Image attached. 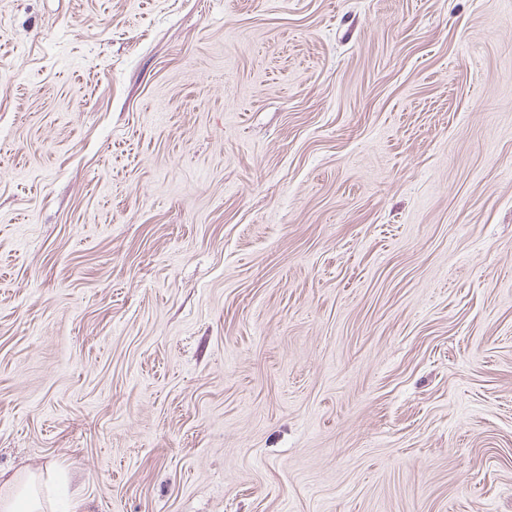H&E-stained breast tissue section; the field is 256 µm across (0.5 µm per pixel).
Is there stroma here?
I'll use <instances>...</instances> for the list:
<instances>
[{
	"mask_svg": "<svg viewBox=\"0 0 512 512\" xmlns=\"http://www.w3.org/2000/svg\"><path fill=\"white\" fill-rule=\"evenodd\" d=\"M55 512H512V0H0V470Z\"/></svg>",
	"mask_w": 512,
	"mask_h": 512,
	"instance_id": "1",
	"label": "stroma"
}]
</instances>
